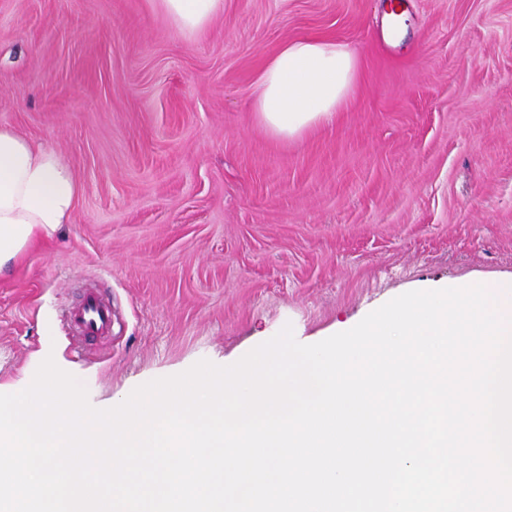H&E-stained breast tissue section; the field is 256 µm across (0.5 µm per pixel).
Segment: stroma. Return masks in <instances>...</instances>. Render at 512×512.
Segmentation results:
<instances>
[{
	"mask_svg": "<svg viewBox=\"0 0 512 512\" xmlns=\"http://www.w3.org/2000/svg\"><path fill=\"white\" fill-rule=\"evenodd\" d=\"M224 0L188 36L159 0H0V127L75 174L69 223L0 277V385L53 355L96 408L292 326L324 340L421 285L512 276V0ZM349 44L334 123L283 141L258 71ZM110 336L68 321L88 289Z\"/></svg>",
	"mask_w": 512,
	"mask_h": 512,
	"instance_id": "35a3bbf8",
	"label": "stroma"
}]
</instances>
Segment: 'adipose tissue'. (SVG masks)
I'll return each mask as SVG.
<instances>
[{"instance_id": "ef3b65f1", "label": "adipose tissue", "mask_w": 512, "mask_h": 512, "mask_svg": "<svg viewBox=\"0 0 512 512\" xmlns=\"http://www.w3.org/2000/svg\"><path fill=\"white\" fill-rule=\"evenodd\" d=\"M160 7L181 32L193 34L223 13L224 0H160ZM357 74V57L343 43L287 41L256 78L254 110L274 135L294 137L333 122ZM77 195L74 173L54 150L0 128V275L68 223Z\"/></svg>"}]
</instances>
